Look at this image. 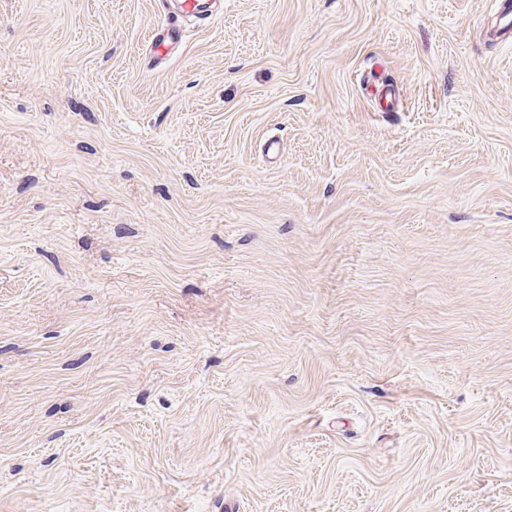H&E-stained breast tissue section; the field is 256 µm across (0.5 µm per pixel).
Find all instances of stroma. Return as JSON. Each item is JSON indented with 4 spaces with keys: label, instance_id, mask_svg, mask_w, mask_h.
Segmentation results:
<instances>
[{
    "label": "stroma",
    "instance_id": "stroma-1",
    "mask_svg": "<svg viewBox=\"0 0 512 512\" xmlns=\"http://www.w3.org/2000/svg\"><path fill=\"white\" fill-rule=\"evenodd\" d=\"M493 2L0 0V512H512ZM183 38L180 25L171 22L152 42V50L156 57L162 58L170 54L171 49Z\"/></svg>",
    "mask_w": 512,
    "mask_h": 512
}]
</instances>
